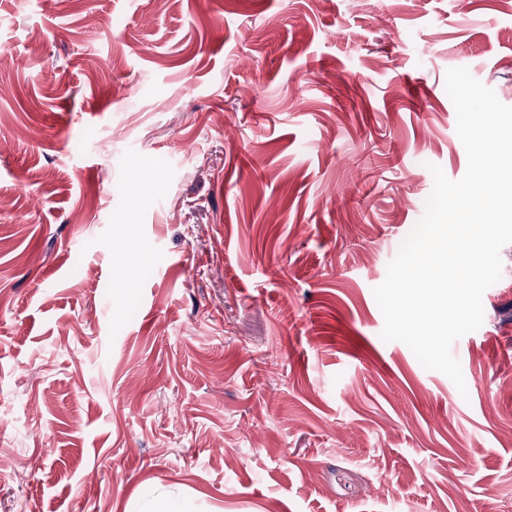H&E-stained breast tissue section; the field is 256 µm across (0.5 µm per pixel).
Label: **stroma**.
I'll use <instances>...</instances> for the list:
<instances>
[{
  "mask_svg": "<svg viewBox=\"0 0 512 512\" xmlns=\"http://www.w3.org/2000/svg\"><path fill=\"white\" fill-rule=\"evenodd\" d=\"M512 106V0H0V512H512V245L457 340L373 290Z\"/></svg>",
  "mask_w": 512,
  "mask_h": 512,
  "instance_id": "stroma-1",
  "label": "stroma"
}]
</instances>
